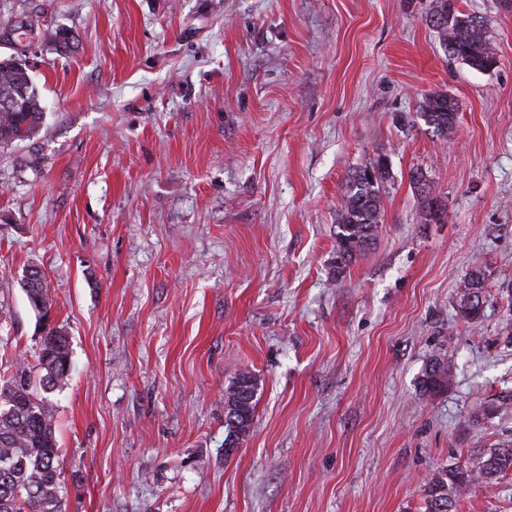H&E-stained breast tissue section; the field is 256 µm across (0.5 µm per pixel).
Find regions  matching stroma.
<instances>
[{
  "mask_svg": "<svg viewBox=\"0 0 512 512\" xmlns=\"http://www.w3.org/2000/svg\"><path fill=\"white\" fill-rule=\"evenodd\" d=\"M433 3L10 0L79 42L28 52L45 128L0 150V373L39 348L38 267L72 350L49 396L66 512H423L435 471L512 441V8L458 0L499 55L484 72L449 60ZM439 91L445 137L416 115ZM380 154L378 239L337 274L343 186ZM456 512H512V473ZM417 116L439 134L448 136L457 122L458 105L448 93H431L421 98ZM410 182L418 192L420 200L425 207L428 209V214L430 216V221L439 219L442 214L445 213L444 209H442L437 202V199L433 196V192L431 187L427 183L422 172L416 170L413 171L410 175ZM437 204V207H435ZM484 279V272L478 267H472L463 281L459 312L465 323L471 326H474L482 315ZM31 307L38 312L39 318L46 317L52 308V297L46 288L43 273L37 268H31L22 280ZM449 383L448 364L438 358L430 361L420 379L422 391L429 396L447 391ZM258 390L257 378L250 374H243L236 383L229 387L224 395L225 427L224 451L240 444L250 431L254 399Z\"/></svg>",
  "mask_w": 512,
  "mask_h": 512,
  "instance_id": "stroma-1",
  "label": "stroma"
}]
</instances>
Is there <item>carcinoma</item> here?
Wrapping results in <instances>:
<instances>
[{"label":"carcinoma","mask_w":512,"mask_h":512,"mask_svg":"<svg viewBox=\"0 0 512 512\" xmlns=\"http://www.w3.org/2000/svg\"><path fill=\"white\" fill-rule=\"evenodd\" d=\"M428 22L439 35L448 57L478 71L498 66L495 49L484 35V21L457 9V0H435ZM0 30L11 36L10 53H0V148L41 137L45 107L40 91L23 60L34 44L49 46L60 55L77 48L68 31L50 26L33 13L21 12L0 20ZM417 116L446 136L454 129L458 105L445 92L425 95ZM389 177L387 158L377 156L346 179L336 224V274L375 244L381 221L380 188ZM410 182L428 209L430 220L444 214L437 206L422 172ZM484 272L471 268L462 285L460 316L475 325L482 315ZM31 307L45 317L52 297L43 273L32 268L22 280ZM72 366L69 336L48 325L41 336L36 365L18 364L0 379V512H65L60 495L62 471L55 437V410L46 394L64 388ZM448 364L433 359L420 379L424 393L435 396L448 390ZM257 378L246 373L224 395V447L240 444L250 431ZM512 471V444H504L471 464L445 468L425 482V512H455L456 500L476 484H492Z\"/></svg>","instance_id":"cac0c4a2"}]
</instances>
